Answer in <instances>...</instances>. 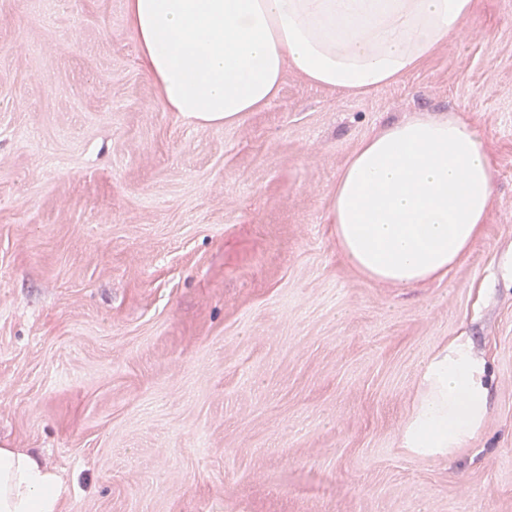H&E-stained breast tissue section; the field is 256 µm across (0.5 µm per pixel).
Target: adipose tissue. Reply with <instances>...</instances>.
I'll return each instance as SVG.
<instances>
[{"label":"adipose tissue","instance_id":"obj_1","mask_svg":"<svg viewBox=\"0 0 512 512\" xmlns=\"http://www.w3.org/2000/svg\"><path fill=\"white\" fill-rule=\"evenodd\" d=\"M474 0H126L140 64L166 110L232 125L273 100L286 70L367 94L415 70L471 15ZM491 156L463 116L428 115L365 138L341 171L329 218L336 246L367 279L411 288L440 280L481 235ZM491 376L462 336L425 363L402 445L452 456L483 431ZM61 476L0 448V512H63Z\"/></svg>","mask_w":512,"mask_h":512}]
</instances>
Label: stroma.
<instances>
[{"mask_svg": "<svg viewBox=\"0 0 512 512\" xmlns=\"http://www.w3.org/2000/svg\"><path fill=\"white\" fill-rule=\"evenodd\" d=\"M466 116L481 236L441 280L366 279L328 205L359 143ZM493 374L453 457L402 448L425 360ZM0 446L64 512H512V0L361 95L286 71L225 126L166 111L125 0H0Z\"/></svg>", "mask_w": 512, "mask_h": 512, "instance_id": "obj_1", "label": "stroma"}]
</instances>
